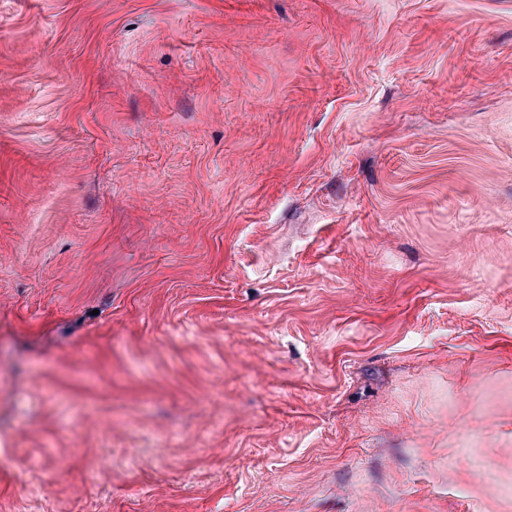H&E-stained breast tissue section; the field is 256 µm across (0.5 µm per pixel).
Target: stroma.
<instances>
[{"mask_svg":"<svg viewBox=\"0 0 512 512\" xmlns=\"http://www.w3.org/2000/svg\"><path fill=\"white\" fill-rule=\"evenodd\" d=\"M0 512H512V0H0Z\"/></svg>","mask_w":512,"mask_h":512,"instance_id":"stroma-1","label":"stroma"}]
</instances>
